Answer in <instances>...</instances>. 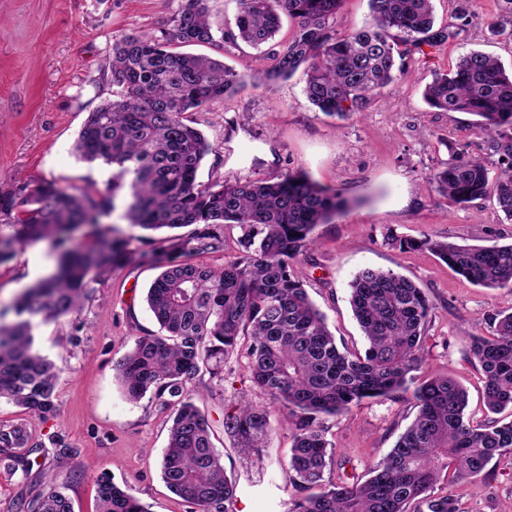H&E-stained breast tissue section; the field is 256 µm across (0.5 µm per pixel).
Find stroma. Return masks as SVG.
<instances>
[{
	"mask_svg": "<svg viewBox=\"0 0 512 512\" xmlns=\"http://www.w3.org/2000/svg\"><path fill=\"white\" fill-rule=\"evenodd\" d=\"M438 26H452L454 40L426 48L407 76L382 99L343 123L313 107L304 93L306 76L269 85L246 82L231 97L189 115L213 150L198 180L209 186L234 180H271L304 171L356 204L328 224L318 225L316 245L299 270L312 300L325 314L337 343L364 350L353 316L349 285L363 268L391 270L413 280L434 303L424 341L425 370L455 378L469 392L474 421L486 418L481 371L470 338L487 335L486 314L512 308V291L470 284L428 252H402L386 244V232L424 234L458 243L512 242V221L494 198L462 208L432 191L427 176L457 153L481 158L497 172L499 156L464 112H438L421 95L433 72L451 68L473 49L495 55L512 70V0H433ZM178 0H0V191H19L43 181L59 187H91L111 196L112 168L79 160L73 152L88 115L112 101L106 61L121 37L160 33ZM496 22L489 31L488 22ZM192 53L251 74L266 66L244 43L195 45ZM58 257L50 241L16 248L0 263V312L13 321L11 306L30 282L25 269L36 263L49 272ZM157 268L142 260L124 262L101 276L78 316L40 324L35 348L60 371L59 411L40 420L12 403L0 402V421L26 423L40 446L26 465L0 458V512H13L18 497L60 487L73 512H97V482L109 475L131 488L150 512H191L161 479L160 460L170 426L154 399L127 400L114 369L140 332L159 326L146 303ZM224 366V378L209 374L188 388L214 431L224 468L237 480L234 512H287L296 490L285 460L294 425L271 407V440L260 457H243L224 433V416L244 397L265 404L252 385L248 338ZM417 414L412 394L372 400L327 421L337 453L325 471L329 480L366 479ZM60 436L73 448L61 464L49 446ZM461 512H503L512 502V456L493 459L455 487Z\"/></svg>",
	"mask_w": 512,
	"mask_h": 512,
	"instance_id": "1",
	"label": "stroma"
}]
</instances>
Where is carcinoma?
Masks as SVG:
<instances>
[{
    "label": "carcinoma",
    "instance_id": "1",
    "mask_svg": "<svg viewBox=\"0 0 512 512\" xmlns=\"http://www.w3.org/2000/svg\"><path fill=\"white\" fill-rule=\"evenodd\" d=\"M209 0H179L160 36L129 34L113 46L107 62L118 98L89 113L74 144L75 155L115 169L112 194L126 190L125 218L133 227L159 232L193 227L186 236L160 239L153 262L161 273L146 301L163 334L144 333L116 363L127 399L151 394L171 410L161 478L194 512H229L236 480L227 475L206 416L187 383L200 373L220 375L224 363L250 337L251 379L258 391L294 420L286 465L298 495L288 512H460L453 492L435 493L444 479L452 487L481 472L496 456L512 454V420L474 422L468 393L437 372L418 376L433 303L412 280L364 268L351 283V307L367 341L364 352L340 349L325 315L309 297L294 264L315 245L313 231L345 212L354 200L305 172L276 181H235L203 187L197 172L212 146L185 114L223 100L245 78L214 58L181 52L195 44L226 40L265 48L269 64L257 78L286 80L299 69L305 94L320 112L339 120L366 111L395 79L408 72L423 47L455 38L451 26L435 28L433 0H369L370 21L344 33L333 20L343 0H238L234 28L210 20ZM297 23L292 38L272 47L282 17ZM422 97L441 112H466L492 139L499 155L495 176L477 157L458 154L428 176L433 191L465 206L488 194L512 220V72L482 50L459 57L436 72ZM110 202L87 189L42 182L21 200L0 193V263L15 247L43 239L62 249L56 272L27 290L13 305L16 319L0 321V400L42 420L58 412L54 364L33 351L32 320L58 321L77 314L94 291L92 283L118 261H132L133 242L100 230ZM239 229L238 256L214 269L194 258L222 253L224 228ZM91 239L67 248L72 233ZM400 249L428 250L469 283L512 290V243L460 245L429 236L403 239ZM489 336L470 337L479 364L483 398L492 413L512 408V311L486 316ZM413 391L418 408L394 448L353 482L325 481L336 448L325 420L378 398ZM272 432L264 406L239 400L224 416V433L239 451L259 455ZM44 443H31L23 423H0V455L17 463ZM99 512H149L128 488L103 477ZM17 512H73L68 497L50 489L16 503Z\"/></svg>",
    "mask_w": 512,
    "mask_h": 512
}]
</instances>
